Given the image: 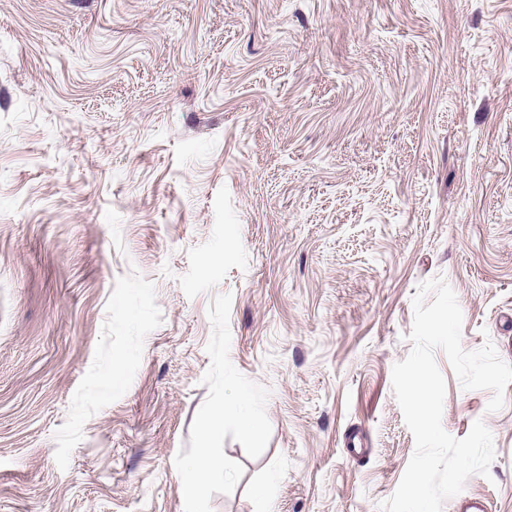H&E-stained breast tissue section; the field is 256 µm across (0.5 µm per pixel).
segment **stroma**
<instances>
[{
    "label": "stroma",
    "mask_w": 512,
    "mask_h": 512,
    "mask_svg": "<svg viewBox=\"0 0 512 512\" xmlns=\"http://www.w3.org/2000/svg\"><path fill=\"white\" fill-rule=\"evenodd\" d=\"M437 278L512 364V0H0V512H380ZM210 463L206 459H200L184 468L182 485L187 494H194L200 486L204 474L210 470Z\"/></svg>",
    "instance_id": "stroma-1"
}]
</instances>
